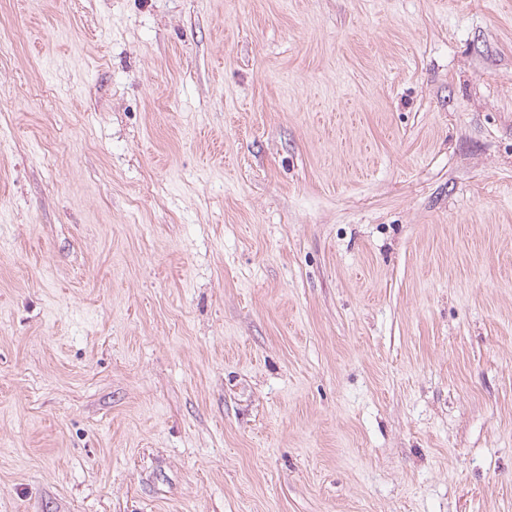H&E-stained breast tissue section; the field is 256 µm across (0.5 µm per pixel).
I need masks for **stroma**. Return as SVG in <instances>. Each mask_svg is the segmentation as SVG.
<instances>
[{
	"label": "stroma",
	"instance_id": "35a3bbf8",
	"mask_svg": "<svg viewBox=\"0 0 512 512\" xmlns=\"http://www.w3.org/2000/svg\"><path fill=\"white\" fill-rule=\"evenodd\" d=\"M0 34V512H512V0Z\"/></svg>",
	"mask_w": 512,
	"mask_h": 512
}]
</instances>
